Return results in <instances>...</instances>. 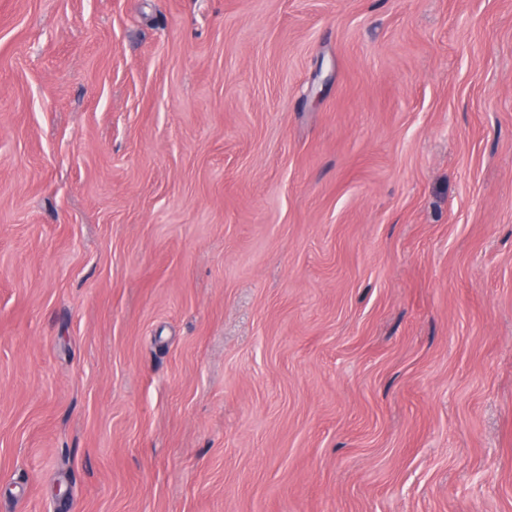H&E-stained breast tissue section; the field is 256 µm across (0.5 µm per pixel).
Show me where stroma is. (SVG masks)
Returning <instances> with one entry per match:
<instances>
[{
  "label": "stroma",
  "instance_id": "obj_1",
  "mask_svg": "<svg viewBox=\"0 0 512 512\" xmlns=\"http://www.w3.org/2000/svg\"><path fill=\"white\" fill-rule=\"evenodd\" d=\"M0 512H512V0H0Z\"/></svg>",
  "mask_w": 512,
  "mask_h": 512
}]
</instances>
